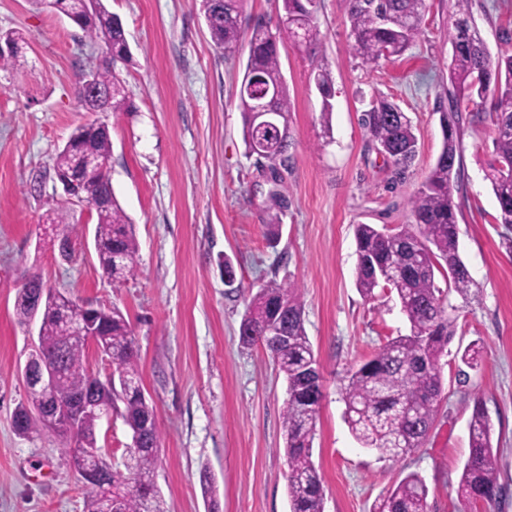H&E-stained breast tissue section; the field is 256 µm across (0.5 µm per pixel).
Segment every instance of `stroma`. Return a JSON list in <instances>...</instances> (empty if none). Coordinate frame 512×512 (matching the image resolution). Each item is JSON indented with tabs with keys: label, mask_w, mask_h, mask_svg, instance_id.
Here are the masks:
<instances>
[{
	"label": "stroma",
	"mask_w": 512,
	"mask_h": 512,
	"mask_svg": "<svg viewBox=\"0 0 512 512\" xmlns=\"http://www.w3.org/2000/svg\"><path fill=\"white\" fill-rule=\"evenodd\" d=\"M428 4L404 55L368 66L352 47L343 0H317L318 56L288 41L280 47L292 112L288 160L274 184L243 143L248 51L228 55L215 46L198 0H108L132 53L120 71L133 109L116 114L85 111L75 94L101 48L43 0H0V30L24 35L20 69L0 70V512H85L84 481L66 440L44 429L21 436L12 424L27 400L21 370L38 332L15 313L31 276L129 321L143 392L162 431L155 482L166 512H207L205 475L220 512H291L286 382L265 351L239 340L250 291L285 279L301 292L324 376L313 442L324 512H372L410 473L428 488V512H512V224L500 223L486 177L495 153L490 118L459 132L458 251L473 284L470 296H450L456 336L440 359L444 391L426 444L404 459H382L344 420L347 370L408 330L394 290L377 288L372 301L357 291L354 230L411 223L409 200L442 148L438 107L447 101L453 8L452 0ZM472 13L491 55L511 54L512 0H473ZM319 62L334 83L327 127L313 80ZM378 96L412 120L418 144L408 168L380 154L360 124ZM93 121L109 128L112 187L139 244L137 270L120 283L98 263L95 213L71 206L74 250L66 260L46 222L63 200L53 159L76 127ZM275 221L281 234L272 242L266 226ZM471 344L480 358L467 369L460 352ZM477 405L498 448L503 493L492 507L458 495ZM97 439L105 462L123 467L132 446L123 419L99 427Z\"/></svg>",
	"instance_id": "1"
}]
</instances>
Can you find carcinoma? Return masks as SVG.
<instances>
[{"mask_svg":"<svg viewBox=\"0 0 512 512\" xmlns=\"http://www.w3.org/2000/svg\"><path fill=\"white\" fill-rule=\"evenodd\" d=\"M92 19L82 28L83 37L112 48V68L98 64L87 73L105 92L101 105L82 101L88 112H127L131 101L117 64H125L126 35L119 17L104 0H89ZM284 16L276 30L239 25L243 0H201L211 40L233 53L242 42L249 52L245 73L258 72L274 97V122L258 131L251 97L240 92L243 140L247 154H260L273 174H280L288 152V114L291 104L280 68L279 44L288 39L311 53L321 46V33L312 0H281ZM353 37V48L365 65L381 58L399 56L419 33L427 9L426 0H344ZM452 56L449 66V108L441 111L443 145L419 190L410 199L413 223L394 229L372 224L355 228L357 245L356 288L366 300L375 298L379 286L396 291L409 333L380 346L360 367L350 371L341 387L345 420L362 447L380 457L398 460L423 447L436 414L442 392L439 366L448 344L456 335L451 317V293L467 296L472 284L469 271L458 254L457 217L454 193L462 189L458 132L462 113L458 102L474 106L473 117L487 115L496 127V158L490 182L499 205L500 223L512 222V179L501 167L512 166V54L493 61L483 51V38L472 22V0H455ZM314 81L322 98L321 118L330 128L334 84L328 68L316 66ZM362 126L380 151L402 168L417 152V140L408 116L384 97L370 103L361 118ZM111 138L95 133L89 125L77 127L60 149L53 170L81 171L83 156L93 154L109 160ZM83 194L110 197L112 205L96 213L97 258L114 282L135 272L138 241L133 222L115 198L109 167L82 174ZM441 274L446 288L436 284ZM303 303L295 284L271 281L252 297L240 322V341L264 349L276 362L287 381L288 398L283 411L288 462V497L293 512H323V487L312 461L316 420L322 398L320 366L307 336ZM105 321L98 347L110 359L112 374L120 391L100 387L103 402L122 405L121 415L132 434L143 436L140 448L131 452L133 464L126 470L112 469V495L100 486L86 484V512H164L155 486V470L161 431L153 407L142 393L139 353L128 322L117 310H100ZM88 348L70 338L59 309L47 310L41 327L38 354L58 370L50 391L32 387L25 407L36 411L49 396L68 404L97 385L86 367ZM98 421L85 418L71 434L75 445L97 447ZM469 455L463 466L458 494L469 503L491 504L501 492L498 483L497 451L492 442V425L484 408H474L469 424ZM428 490L423 480L411 473L388 490L373 512H428Z\"/></svg>","mask_w":512,"mask_h":512,"instance_id":"obj_1","label":"carcinoma"}]
</instances>
